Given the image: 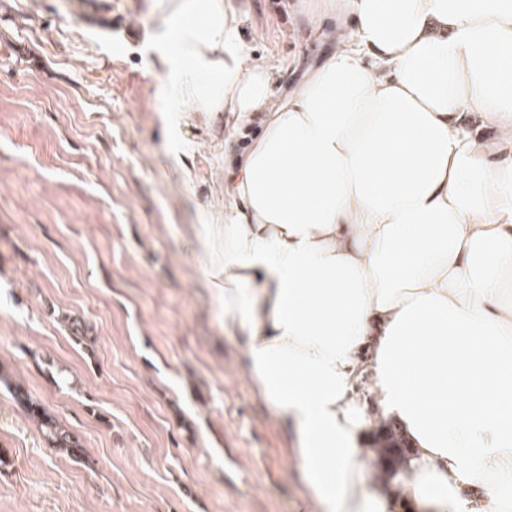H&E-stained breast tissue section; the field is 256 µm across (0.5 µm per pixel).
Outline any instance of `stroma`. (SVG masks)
Segmentation results:
<instances>
[{
  "instance_id": "stroma-1",
  "label": "stroma",
  "mask_w": 512,
  "mask_h": 512,
  "mask_svg": "<svg viewBox=\"0 0 512 512\" xmlns=\"http://www.w3.org/2000/svg\"><path fill=\"white\" fill-rule=\"evenodd\" d=\"M159 0H0V371L82 440L49 450L0 386V512H296L290 438L198 284L186 228L224 203L234 116L181 120ZM244 51L301 84L327 49L295 0H243ZM191 174L182 182L178 168ZM93 328L77 344L66 326Z\"/></svg>"
}]
</instances>
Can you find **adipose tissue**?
<instances>
[{
	"instance_id": "obj_1",
	"label": "adipose tissue",
	"mask_w": 512,
	"mask_h": 512,
	"mask_svg": "<svg viewBox=\"0 0 512 512\" xmlns=\"http://www.w3.org/2000/svg\"><path fill=\"white\" fill-rule=\"evenodd\" d=\"M240 0H169V77L261 128L190 227L312 512H512V0H308L335 49L275 95ZM413 447L372 485L373 427Z\"/></svg>"
}]
</instances>
